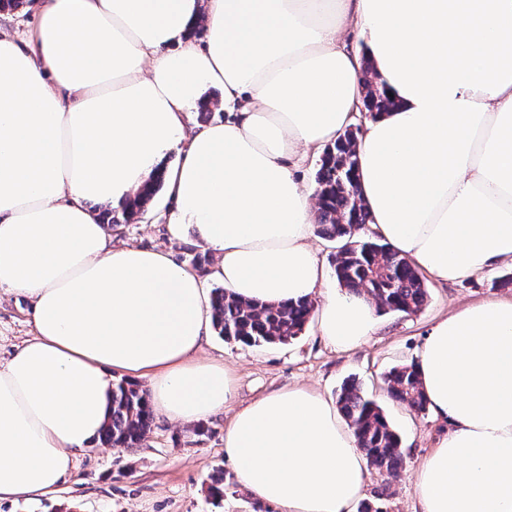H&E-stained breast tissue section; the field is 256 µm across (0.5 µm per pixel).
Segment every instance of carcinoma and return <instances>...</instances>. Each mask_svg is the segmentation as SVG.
I'll use <instances>...</instances> for the list:
<instances>
[{"label": "carcinoma", "mask_w": 512, "mask_h": 512, "mask_svg": "<svg viewBox=\"0 0 512 512\" xmlns=\"http://www.w3.org/2000/svg\"><path fill=\"white\" fill-rule=\"evenodd\" d=\"M364 89L363 106L370 117L395 107V102L375 76H366ZM357 137V133H345V137L327 146L320 158L314 179L318 197L317 231L338 243L333 267L342 288L371 300L379 311L413 314L428 299V290L418 269L388 244L362 235L368 219L357 200ZM161 183L162 178H157L119 212L102 210V223L114 230L129 223L152 201ZM211 301L214 328L218 334L227 341L250 346L287 344L297 339L314 309L310 299L281 305L246 303L224 288L214 289ZM383 382L392 400L416 413L428 411L414 365L391 368L384 374ZM336 406L353 432L368 467L389 480L397 478L406 455L400 435L381 405L366 396L352 380L340 388ZM152 423L153 414L141 386L123 379L115 382L112 412L101 436L102 444L120 450L136 448L150 432Z\"/></svg>", "instance_id": "cac0c4a2"}]
</instances>
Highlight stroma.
<instances>
[{"label":"stroma","instance_id":"1","mask_svg":"<svg viewBox=\"0 0 512 512\" xmlns=\"http://www.w3.org/2000/svg\"><path fill=\"white\" fill-rule=\"evenodd\" d=\"M170 209V202L157 196L137 219L113 233V244L166 246L176 260H184L185 249L194 240L188 237L181 243H168ZM509 271L512 266L498 264L458 283L425 277L429 297L420 311L379 314L369 340L348 352L333 349L312 324L287 344L249 347L212 336L200 357L224 364L235 382L236 397L223 413L204 420L203 433L155 417L140 447L121 451L95 444L78 455L71 478L57 492L29 501H0V512H277L273 505L240 488L234 466L224 455L225 425L236 407L270 391L306 386L332 400L343 382L352 378L383 407L406 451L396 480L386 481L376 470H369L363 497L377 499L382 512H413L416 473L451 426L431 413H415L392 401L382 377L391 367L416 361L438 320L471 304L511 302L512 288L494 285ZM33 334L29 301L0 288V364ZM217 472L224 475L220 497L211 492V477Z\"/></svg>","mask_w":512,"mask_h":512}]
</instances>
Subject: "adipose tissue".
Returning a JSON list of instances; mask_svg holds the SVG:
<instances>
[{
	"instance_id": "obj_1",
	"label": "adipose tissue",
	"mask_w": 512,
	"mask_h": 512,
	"mask_svg": "<svg viewBox=\"0 0 512 512\" xmlns=\"http://www.w3.org/2000/svg\"><path fill=\"white\" fill-rule=\"evenodd\" d=\"M33 8V46L0 29V288L30 300L36 330L0 364V501L60 488L100 436L115 376L145 381L150 409L183 424L235 396L224 366L197 357L213 333L199 275L164 250L113 247L99 218L155 176L173 201L169 238L193 231L234 296L318 294L312 317L332 347L368 340L373 305L324 289L313 191L295 174L352 123L363 61L397 103L357 146L375 233L442 282L512 263V0ZM212 89L225 120L187 129ZM177 145L182 160L168 165ZM416 369L452 430L418 471L415 512H512V302L437 321ZM224 454L279 512H354L363 495L353 434L305 387L237 409Z\"/></svg>"
}]
</instances>
